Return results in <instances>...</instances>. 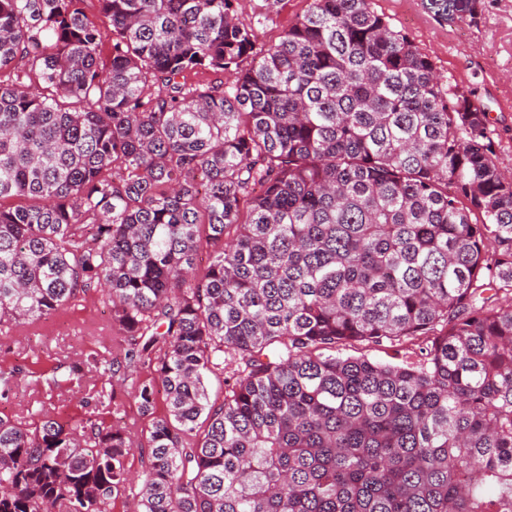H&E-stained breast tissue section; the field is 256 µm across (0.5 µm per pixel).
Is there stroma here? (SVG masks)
I'll list each match as a JSON object with an SVG mask.
<instances>
[{
  "instance_id": "obj_1",
  "label": "stroma",
  "mask_w": 512,
  "mask_h": 512,
  "mask_svg": "<svg viewBox=\"0 0 512 512\" xmlns=\"http://www.w3.org/2000/svg\"><path fill=\"white\" fill-rule=\"evenodd\" d=\"M456 2L372 0V5L428 54L441 74L482 103L497 145V162L512 172V0H475L472 12L466 14L459 12ZM309 3L237 0L236 11L261 47L278 42ZM119 350L112 307L96 293L49 320L0 335V363L25 370L36 364H79ZM131 391V381L116 378L107 387L86 371L52 390L24 379L8 396L0 397V417L24 422L31 410L42 407L63 420L78 415L116 420L141 440L149 420L140 414Z\"/></svg>"
}]
</instances>
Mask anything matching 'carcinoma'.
Masks as SVG:
<instances>
[{
	"label": "carcinoma",
	"instance_id": "obj_1",
	"mask_svg": "<svg viewBox=\"0 0 512 512\" xmlns=\"http://www.w3.org/2000/svg\"><path fill=\"white\" fill-rule=\"evenodd\" d=\"M80 2L0 0V327L101 292L150 426L0 417V512H112L135 448L133 512H512L485 110L371 0H310L261 48L234 0H99L108 32ZM413 336L417 363L343 355Z\"/></svg>",
	"mask_w": 512,
	"mask_h": 512
}]
</instances>
